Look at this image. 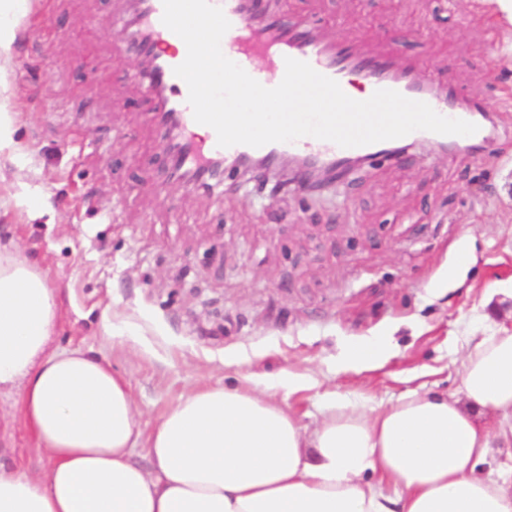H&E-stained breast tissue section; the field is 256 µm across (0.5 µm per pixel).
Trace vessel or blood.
<instances>
[{
  "instance_id": "obj_1",
  "label": "vessel or blood",
  "mask_w": 512,
  "mask_h": 512,
  "mask_svg": "<svg viewBox=\"0 0 512 512\" xmlns=\"http://www.w3.org/2000/svg\"><path fill=\"white\" fill-rule=\"evenodd\" d=\"M220 7L231 27L221 40L223 54L252 78L267 88L278 85L285 74L286 58L307 62L315 71L338 82L343 91H350L354 80H361L369 91L394 90L404 97L427 103L440 115L477 122L485 114L483 103L471 100L460 89H430L410 65L395 66L390 60L361 59L335 44L314 36L306 23L292 22L270 25L259 21L255 12L257 0H210ZM163 0H134L130 17L120 18V25L135 23L141 31V42L150 51L154 64L140 74L146 95L157 101L155 124L171 120L181 150L177 164L194 171V187L208 185V168L219 158L265 156L270 159L295 157L319 165L340 166L350 157L372 158L383 155L386 142L344 148L328 140L310 136L292 142H274L261 147L234 145L221 147L215 131L206 136L197 133L198 124L188 102V87L173 69L187 55L184 41L162 22Z\"/></svg>"
}]
</instances>
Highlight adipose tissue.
<instances>
[{"instance_id": "adipose-tissue-1", "label": "adipose tissue", "mask_w": 512, "mask_h": 512, "mask_svg": "<svg viewBox=\"0 0 512 512\" xmlns=\"http://www.w3.org/2000/svg\"><path fill=\"white\" fill-rule=\"evenodd\" d=\"M60 319L45 273L0 245V390L48 458L38 474L0 465V512H512V479L478 472L512 443L510 331L469 349L457 399H334L308 428L285 402L304 376L277 379L278 399L245 374L182 396L146 433L107 359L54 349Z\"/></svg>"}]
</instances>
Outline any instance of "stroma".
I'll return each instance as SVG.
<instances>
[{
	"label": "stroma",
	"instance_id": "stroma-1",
	"mask_svg": "<svg viewBox=\"0 0 512 512\" xmlns=\"http://www.w3.org/2000/svg\"><path fill=\"white\" fill-rule=\"evenodd\" d=\"M348 49L414 65L495 113L473 154L425 142L339 191L211 192L169 183L143 63L108 29L120 0H33L0 56L15 154L0 155V244L15 243L57 294L58 349L107 358L130 383L143 431L182 395L310 375L288 404L302 425L324 393L378 408L415 390L457 393L471 340L512 325V30L486 0H274ZM471 262L460 265L461 255ZM378 341L386 358L348 365ZM0 392L5 464L46 453Z\"/></svg>",
	"mask_w": 512,
	"mask_h": 512
}]
</instances>
